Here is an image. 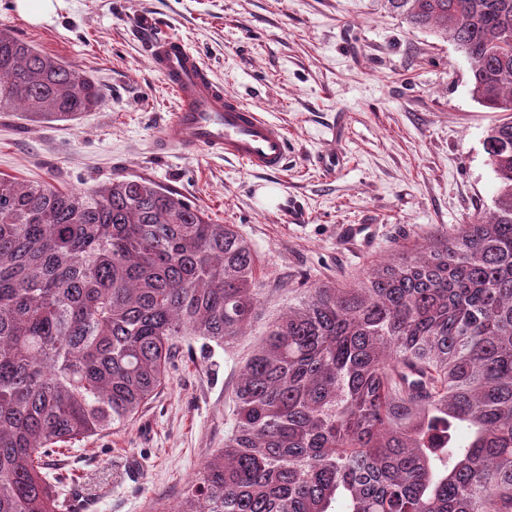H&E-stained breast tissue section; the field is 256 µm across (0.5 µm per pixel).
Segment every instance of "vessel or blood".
<instances>
[{
    "mask_svg": "<svg viewBox=\"0 0 512 512\" xmlns=\"http://www.w3.org/2000/svg\"><path fill=\"white\" fill-rule=\"evenodd\" d=\"M148 55L177 99L158 150L178 146L191 153L223 156L254 172L275 173L284 168L288 159L284 128L225 93L202 58L181 40L151 39Z\"/></svg>",
    "mask_w": 512,
    "mask_h": 512,
    "instance_id": "obj_1",
    "label": "vessel or blood"
}]
</instances>
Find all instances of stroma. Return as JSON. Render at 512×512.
Wrapping results in <instances>:
<instances>
[{
	"label": "stroma",
	"instance_id": "obj_1",
	"mask_svg": "<svg viewBox=\"0 0 512 512\" xmlns=\"http://www.w3.org/2000/svg\"><path fill=\"white\" fill-rule=\"evenodd\" d=\"M383 0H56L40 22L0 0V24L86 74L100 106L73 121L0 109V176L85 188L144 176L236 225L256 251L262 300L249 336L177 353L170 379L128 426L61 449L62 497L85 512L173 505L234 426L238 369L265 324L301 289L348 279L437 229L492 205L483 147L497 113L471 95L469 64L448 40L411 27ZM152 17L153 33L139 21ZM173 36L200 54L227 93L288 136V166L235 161L156 141L175 101L147 54ZM278 191L261 204L259 187ZM344 224H369L366 246Z\"/></svg>",
	"mask_w": 512,
	"mask_h": 512
}]
</instances>
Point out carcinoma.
I'll return each mask as SVG.
<instances>
[{
	"instance_id": "obj_1",
	"label": "carcinoma",
	"mask_w": 512,
	"mask_h": 512,
	"mask_svg": "<svg viewBox=\"0 0 512 512\" xmlns=\"http://www.w3.org/2000/svg\"><path fill=\"white\" fill-rule=\"evenodd\" d=\"M452 41L493 206L265 326L233 432L162 512H512V0H384ZM96 83L0 27V109L74 120ZM258 259L149 179L0 177V512H60L46 459L132 422L177 349L247 335Z\"/></svg>"
}]
</instances>
